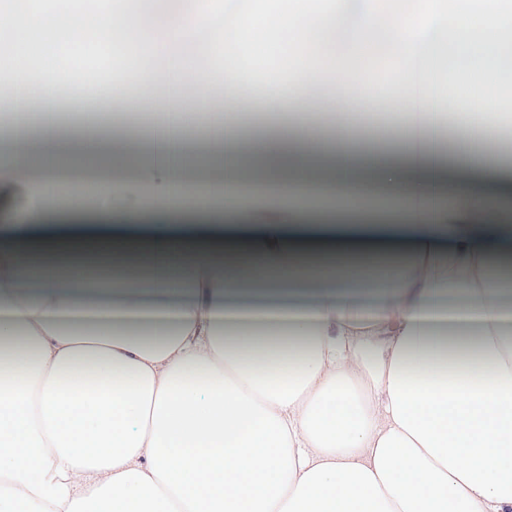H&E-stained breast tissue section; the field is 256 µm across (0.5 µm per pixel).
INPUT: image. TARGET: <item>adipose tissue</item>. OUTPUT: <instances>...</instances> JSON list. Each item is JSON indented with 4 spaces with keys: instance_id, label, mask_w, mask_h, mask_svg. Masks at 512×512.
<instances>
[{
    "instance_id": "1",
    "label": "adipose tissue",
    "mask_w": 512,
    "mask_h": 512,
    "mask_svg": "<svg viewBox=\"0 0 512 512\" xmlns=\"http://www.w3.org/2000/svg\"><path fill=\"white\" fill-rule=\"evenodd\" d=\"M446 56L426 31L391 23L405 89L388 94L339 60L297 54L291 82L339 76L316 104L336 110L342 166L330 187L344 212L362 195L353 169L410 182L393 224H299L282 206L231 218L241 184L201 188L225 224H176L183 161L171 93L194 111L239 112L233 56L200 71L182 36L233 39L204 14L143 29L122 16L61 19L0 0V110L14 147L0 177L25 183L33 207L0 225V512H512V225L489 243L487 219L512 196L447 192L442 115L487 114L512 91L501 51L512 23L483 11L455 20ZM127 27L140 50L112 84H137L154 116L137 183L108 181L94 224H47L44 166L112 161L105 137L60 153L56 82L36 46ZM482 75L490 92L449 99ZM222 87V101L206 91ZM406 125L401 164L349 142L369 99ZM41 105L33 117L31 100Z\"/></svg>"
}]
</instances>
